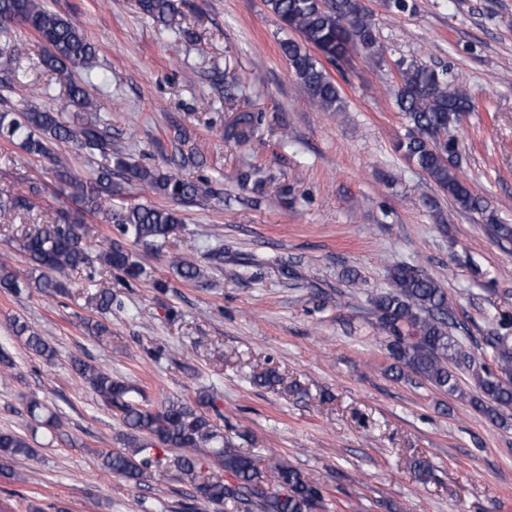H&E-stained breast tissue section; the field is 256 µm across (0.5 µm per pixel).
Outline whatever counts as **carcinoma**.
Wrapping results in <instances>:
<instances>
[{"instance_id": "1", "label": "carcinoma", "mask_w": 512, "mask_h": 512, "mask_svg": "<svg viewBox=\"0 0 512 512\" xmlns=\"http://www.w3.org/2000/svg\"><path fill=\"white\" fill-rule=\"evenodd\" d=\"M265 9L285 29L299 39L280 42V48L293 73L300 92L318 110L335 112L342 103L340 88L327 72L358 48L370 56L379 45L372 14L362 0H263ZM141 11L166 30L180 27L178 0H138ZM18 24L35 36L42 46L39 64L46 70L69 75L73 69L86 70L97 57L96 46L71 19L51 9L46 0H0V27ZM399 85L395 101L407 123V133L399 148L439 188L465 210H486L481 197L456 173L458 143L455 130L462 116L472 111L468 95L453 87L448 71L436 70L421 61L398 63ZM91 76L70 80L66 97L72 106L84 112L76 121H67L59 113L40 108L33 98L45 88H30L31 98L12 113H0V139L18 146L28 156L51 164L54 182L28 181L18 191H0V219L11 212L30 217L41 212L40 203L48 190L70 201L55 210L50 220L37 223L22 239L21 249L31 270L12 268L0 256V290L18 293L35 288L47 295L68 294L72 273L121 274L124 281H136L145 273L133 259L128 245L142 244L155 251L164 249L181 232L184 218L176 205L206 197V184L186 172V161L174 163L167 172H158L131 163L121 154H112V136L97 114L98 106L88 91ZM262 116L240 115L224 130V137L237 144L249 141ZM68 145L90 157L103 159L90 176L74 174L61 155L59 145ZM138 182L142 189L163 197L175 206L131 203L121 193L116 179ZM104 215L109 226L102 239H86L87 218ZM169 263L184 281L203 277L198 260L178 254ZM390 289L371 298L375 327L387 340L398 377L415 375L449 396L466 397L459 372L467 369L478 395L472 406L490 421L502 420L499 410L512 406V348L500 333L484 337L491 348L494 366L483 353H462L451 332L455 327L454 305L448 292L433 276L416 265L400 263L389 270ZM112 290L96 297L100 319L87 323L89 332L110 333L105 323L112 313ZM11 329L34 354L49 360L50 344L17 317ZM73 372L90 387L109 409H115L127 433L123 447L104 454L103 466L112 474L136 485L152 476V467L162 462L158 451H178V470L201 500L222 503L226 500H258L261 512H322L325 495L322 488L286 462L278 466V488L264 489L263 473L257 460L224 439L217 420L222 414L215 401L200 396L191 404L181 399L164 402L153 410L138 400L142 390L129 382L81 359L71 361ZM213 457L228 475L225 480L211 479L204 472V458ZM37 459L29 439L17 432H0V475L16 477L14 459Z\"/></svg>"}]
</instances>
